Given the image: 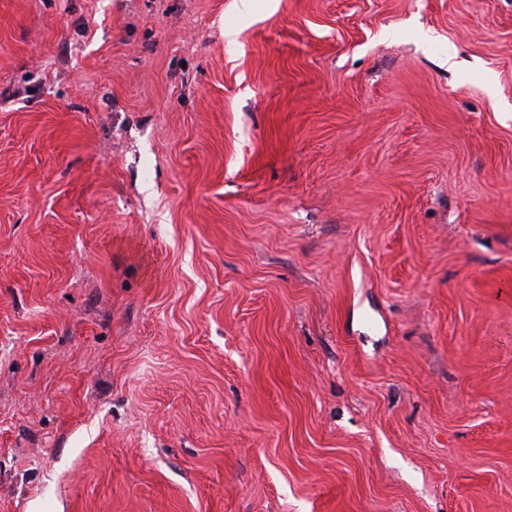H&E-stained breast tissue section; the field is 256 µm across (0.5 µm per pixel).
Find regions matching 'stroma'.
Instances as JSON below:
<instances>
[{"mask_svg": "<svg viewBox=\"0 0 512 512\" xmlns=\"http://www.w3.org/2000/svg\"><path fill=\"white\" fill-rule=\"evenodd\" d=\"M0 512H512V0H0Z\"/></svg>", "mask_w": 512, "mask_h": 512, "instance_id": "obj_1", "label": "stroma"}]
</instances>
